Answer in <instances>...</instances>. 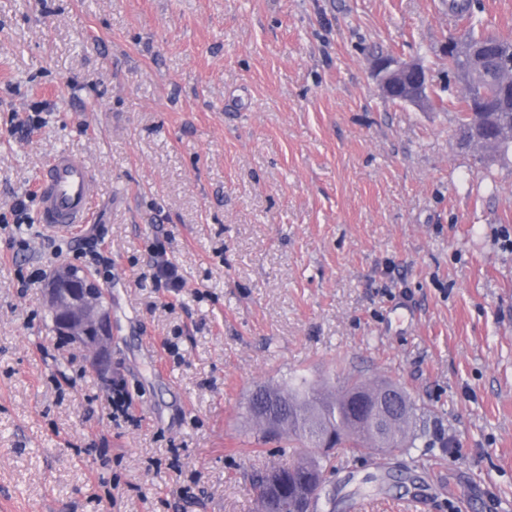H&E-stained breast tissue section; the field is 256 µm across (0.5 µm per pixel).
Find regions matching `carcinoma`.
Listing matches in <instances>:
<instances>
[{
    "label": "carcinoma",
    "mask_w": 512,
    "mask_h": 512,
    "mask_svg": "<svg viewBox=\"0 0 512 512\" xmlns=\"http://www.w3.org/2000/svg\"><path fill=\"white\" fill-rule=\"evenodd\" d=\"M393 393L399 413L382 429L362 422L356 409L359 397L374 399ZM246 414L267 439H284L278 452L299 446L303 452L291 463L267 467L255 475L258 512H296L298 497L313 501L320 512L321 491L340 450L354 455L374 451L384 458L406 456L422 437L416 412L407 393L387 380L369 382L349 375L336 392L303 375L290 378L284 388L264 387L245 406Z\"/></svg>",
    "instance_id": "carcinoma-1"
}]
</instances>
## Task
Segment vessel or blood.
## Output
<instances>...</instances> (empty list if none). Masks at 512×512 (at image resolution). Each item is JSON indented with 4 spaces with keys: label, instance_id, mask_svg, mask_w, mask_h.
Returning <instances> with one entry per match:
<instances>
[{
    "label": "vessel or blood",
    "instance_id": "b4317fda",
    "mask_svg": "<svg viewBox=\"0 0 512 512\" xmlns=\"http://www.w3.org/2000/svg\"><path fill=\"white\" fill-rule=\"evenodd\" d=\"M94 188L95 177L82 158L56 154L38 178L41 224L50 232L66 233L89 223Z\"/></svg>",
    "mask_w": 512,
    "mask_h": 512
}]
</instances>
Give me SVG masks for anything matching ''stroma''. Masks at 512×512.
<instances>
[{"label": "stroma", "instance_id": "1", "mask_svg": "<svg viewBox=\"0 0 512 512\" xmlns=\"http://www.w3.org/2000/svg\"><path fill=\"white\" fill-rule=\"evenodd\" d=\"M467 25L448 0H0V214L70 152L112 252L106 377L44 282L19 288L86 267L87 228L0 233V512H255L284 458L250 393L350 373L425 427L407 456L344 453L336 512H512V158L458 142L443 47ZM382 56L422 60L446 109L385 97ZM153 258V281L156 286L163 285L168 290L181 288L182 279L178 269L167 259H163L165 251L161 246H154L150 250Z\"/></svg>", "mask_w": 512, "mask_h": 512}]
</instances>
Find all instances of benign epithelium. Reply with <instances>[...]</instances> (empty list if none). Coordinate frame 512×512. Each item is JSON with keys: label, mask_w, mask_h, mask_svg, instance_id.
Here are the masks:
<instances>
[{"label": "benign epithelium", "mask_w": 512, "mask_h": 512, "mask_svg": "<svg viewBox=\"0 0 512 512\" xmlns=\"http://www.w3.org/2000/svg\"><path fill=\"white\" fill-rule=\"evenodd\" d=\"M444 53L458 57L466 66L454 72V77L467 95L477 119L465 136L471 147H484L497 134L511 138L512 127L501 125L499 110L490 108L478 98L490 76H496L495 89L501 103L512 97V63L505 64L487 46L464 38L444 46ZM377 75L385 94L399 102L420 107L434 106L428 71L419 62H397L382 58L377 64ZM101 287L88 274L70 266L53 271L46 293L60 328L77 347L87 351L93 364L102 372L112 369V318L110 310L100 299ZM399 408L393 394L383 395L368 410L378 426Z\"/></svg>", "instance_id": "obj_1"}]
</instances>
